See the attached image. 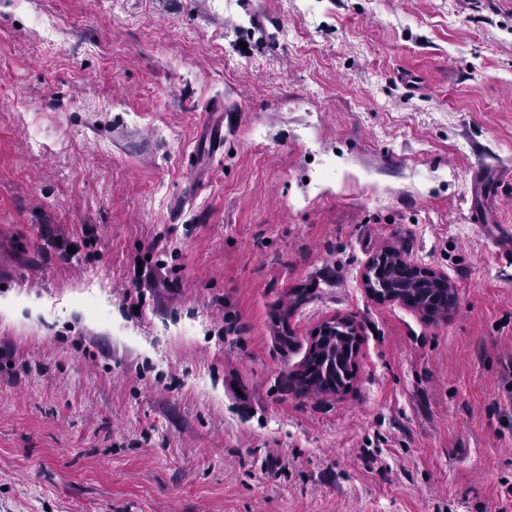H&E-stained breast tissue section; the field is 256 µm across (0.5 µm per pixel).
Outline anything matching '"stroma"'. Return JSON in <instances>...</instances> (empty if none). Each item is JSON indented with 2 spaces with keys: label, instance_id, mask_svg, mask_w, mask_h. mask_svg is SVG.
I'll return each mask as SVG.
<instances>
[{
  "label": "stroma",
  "instance_id": "1",
  "mask_svg": "<svg viewBox=\"0 0 512 512\" xmlns=\"http://www.w3.org/2000/svg\"><path fill=\"white\" fill-rule=\"evenodd\" d=\"M0 87V512H496L512 0H0ZM391 247L445 316L369 295ZM339 316L332 317L322 322L313 332L311 339V350L319 336L325 332L329 324L335 323ZM340 320L349 322L347 318L340 317ZM347 320V321H346ZM343 321L331 325L328 334L324 336V344L318 347L317 351L309 357L302 365V371L306 374L305 379L299 371L288 375L290 383L301 393H336L344 388L351 380V355L349 353L355 337L358 336V344L355 347V355L359 350L360 336L357 328L355 336L350 325ZM311 379L312 382H308Z\"/></svg>",
  "mask_w": 512,
  "mask_h": 512
}]
</instances>
